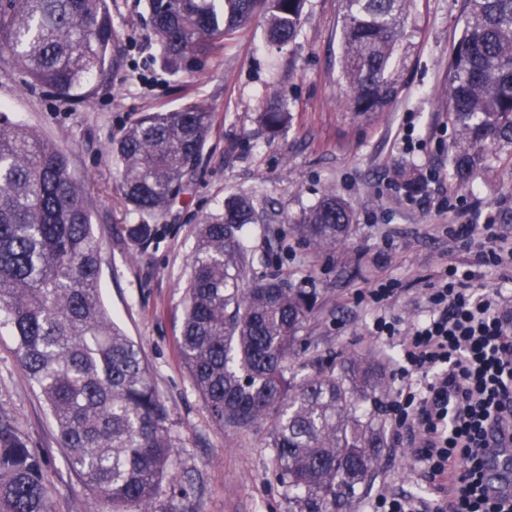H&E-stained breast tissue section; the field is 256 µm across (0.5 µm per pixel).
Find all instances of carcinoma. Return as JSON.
Listing matches in <instances>:
<instances>
[{"label":"carcinoma","mask_w":512,"mask_h":512,"mask_svg":"<svg viewBox=\"0 0 512 512\" xmlns=\"http://www.w3.org/2000/svg\"><path fill=\"white\" fill-rule=\"evenodd\" d=\"M342 75L360 112L385 107L388 75L409 0H344ZM306 0H148L166 66L193 69L224 36L265 17L270 43H296ZM467 21L448 80L460 140L453 158L464 186L476 162L512 144V0H466ZM115 32L107 0H0V57L30 82L81 103L90 80L113 64ZM288 123L278 95L260 117ZM210 112L190 103L144 114L112 140L126 201L163 215L193 177ZM87 186L66 153L0 110V326L43 400L66 460L91 499L89 512H188L189 489L176 482L177 445L169 411L141 347L106 312L100 297L101 247L86 205ZM263 221L247 194L199 225L186 288L180 354L213 419L232 430L271 420L266 447L280 463L293 512H336L366 483L387 447L378 411L388 383L380 366L353 354L295 382L288 359L300 344L311 293L278 276L243 281L253 259L241 231ZM351 208L325 192L294 221L318 250L341 241ZM140 247L157 224H130ZM373 410L359 412L362 402ZM0 512H52L43 460L14 417L0 407Z\"/></svg>","instance_id":"carcinoma-1"}]
</instances>
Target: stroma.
Wrapping results in <instances>:
<instances>
[{
  "label": "stroma",
  "instance_id": "stroma-1",
  "mask_svg": "<svg viewBox=\"0 0 512 512\" xmlns=\"http://www.w3.org/2000/svg\"><path fill=\"white\" fill-rule=\"evenodd\" d=\"M116 36L114 64L90 82L88 102L75 104L31 87L23 69L0 60V106L66 151L69 169L89 185L88 206L102 248L104 306L136 341L169 409L179 476L191 484L197 512H290L288 488L266 441L265 420L236 431L220 427L194 389L179 354L185 289L198 226L235 194L253 195L265 224L241 236L254 258L252 275L275 274L311 291L313 311L288 366L305 377L352 354L372 356L389 383L379 413L384 449L370 482L347 512H369L378 495L436 496L416 459L411 430L389 410L404 387L403 332L428 311V290L451 263L465 265L482 293L499 290L512 306V264L483 265L451 227L493 216L497 247L512 250V146L490 149L467 186L453 176L459 135L448 112V70L464 29L465 0H412L389 75L396 95L382 110L357 111L341 73L342 0H307L301 34L289 51L272 48L257 18L225 37L193 72L174 74L160 60L146 0H109ZM283 91L290 121L270 133L259 121L269 95ZM204 104L211 128L192 181L158 218L131 211L119 188L112 140L147 112ZM440 180H430V172ZM415 178L423 188L406 191ZM354 212L350 234L318 251L293 230L294 219L325 191ZM158 222L162 236L134 248L125 227ZM382 283L398 293L384 307L361 292ZM400 333L377 338V316ZM0 406L44 461L53 512H86L87 494L59 448L55 428L16 342L0 335Z\"/></svg>",
  "mask_w": 512,
  "mask_h": 512
}]
</instances>
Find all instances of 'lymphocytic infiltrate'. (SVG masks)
I'll list each match as a JSON object with an SVG mask.
<instances>
[{
  "instance_id": "f902f5d3",
  "label": "lymphocytic infiltrate",
  "mask_w": 512,
  "mask_h": 512,
  "mask_svg": "<svg viewBox=\"0 0 512 512\" xmlns=\"http://www.w3.org/2000/svg\"><path fill=\"white\" fill-rule=\"evenodd\" d=\"M452 264L429 295L432 313L403 344L404 390L395 422L419 429L416 454L444 494L432 502L379 495L372 512H512L483 482L490 425L512 429V307L475 293Z\"/></svg>"
}]
</instances>
